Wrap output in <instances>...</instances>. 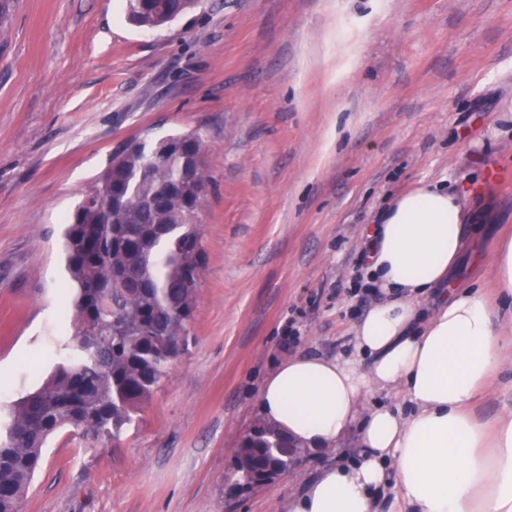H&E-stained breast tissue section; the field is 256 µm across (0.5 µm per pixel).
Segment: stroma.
Instances as JSON below:
<instances>
[{"mask_svg":"<svg viewBox=\"0 0 512 512\" xmlns=\"http://www.w3.org/2000/svg\"><path fill=\"white\" fill-rule=\"evenodd\" d=\"M512 0H199L172 24L126 0H18L0 31V420L66 361L63 220L124 142L196 132L207 261L185 352L118 439L50 437L20 512H284L309 453L239 487L264 379L299 354L354 359L375 298L366 230L419 182L465 192L468 232H512ZM462 287L494 294L464 250Z\"/></svg>","mask_w":512,"mask_h":512,"instance_id":"stroma-1","label":"stroma"}]
</instances>
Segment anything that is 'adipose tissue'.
<instances>
[{"label":"adipose tissue","mask_w":512,"mask_h":512,"mask_svg":"<svg viewBox=\"0 0 512 512\" xmlns=\"http://www.w3.org/2000/svg\"><path fill=\"white\" fill-rule=\"evenodd\" d=\"M461 192L420 183L379 212L367 230L365 281L381 297L355 327L367 372L318 356L288 359L259 393L264 418L310 449L337 443L358 426L355 459L322 469L288 501V512H378L394 484L389 512H512V406L495 424L473 408L491 378L512 367V236L489 258L498 294L451 279L465 248ZM437 294L422 315L420 298ZM404 395V415L365 408L366 388Z\"/></svg>","instance_id":"ef3b65f1"}]
</instances>
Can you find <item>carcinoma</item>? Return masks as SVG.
Returning a JSON list of instances; mask_svg holds the SVG:
<instances>
[{
  "mask_svg": "<svg viewBox=\"0 0 512 512\" xmlns=\"http://www.w3.org/2000/svg\"><path fill=\"white\" fill-rule=\"evenodd\" d=\"M196 0H128V19L147 28L176 20ZM205 153L194 132L149 144L131 140L82 193L64 220V267L73 288V352L35 392L16 404L0 436V512H18L47 439L65 429L115 439L184 351L198 273L206 255L199 225L207 182L181 176L178 145ZM238 481L268 467L288 469V440L265 422L241 442Z\"/></svg>",
  "mask_w": 512,
  "mask_h": 512,
  "instance_id": "1",
  "label": "carcinoma"
}]
</instances>
